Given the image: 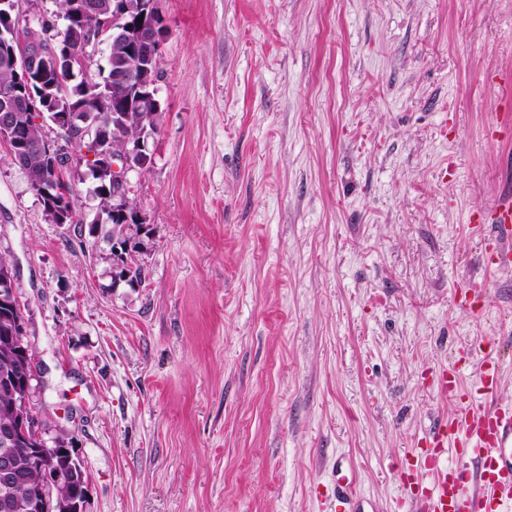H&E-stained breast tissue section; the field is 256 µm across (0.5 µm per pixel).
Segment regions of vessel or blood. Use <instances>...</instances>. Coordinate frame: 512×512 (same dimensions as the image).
Returning <instances> with one entry per match:
<instances>
[{
  "instance_id": "vessel-or-blood-1",
  "label": "vessel or blood",
  "mask_w": 512,
  "mask_h": 512,
  "mask_svg": "<svg viewBox=\"0 0 512 512\" xmlns=\"http://www.w3.org/2000/svg\"><path fill=\"white\" fill-rule=\"evenodd\" d=\"M471 223L489 224L498 234L484 243L482 262L493 268L512 266V194L487 210L470 216ZM501 368L493 357L480 365L478 384L484 393L497 390ZM436 391L453 399L457 411L451 422L430 429L419 440L420 457L430 474L423 483L407 475L405 485L417 512H502L512 504V406H475L458 379L455 367L441 369ZM455 463H447L446 452Z\"/></svg>"
}]
</instances>
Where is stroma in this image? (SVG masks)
Returning <instances> with one entry per match:
<instances>
[{
	"label": "stroma",
	"mask_w": 512,
	"mask_h": 512,
	"mask_svg": "<svg viewBox=\"0 0 512 512\" xmlns=\"http://www.w3.org/2000/svg\"><path fill=\"white\" fill-rule=\"evenodd\" d=\"M166 34L129 176L148 229L114 284L94 181L50 223L0 143V254L33 346L32 404L66 436L87 512H413L439 370L485 351L512 403V269L473 211L512 184L488 129L512 87V0H158ZM483 288L479 310L455 293Z\"/></svg>",
	"instance_id": "obj_1"
}]
</instances>
